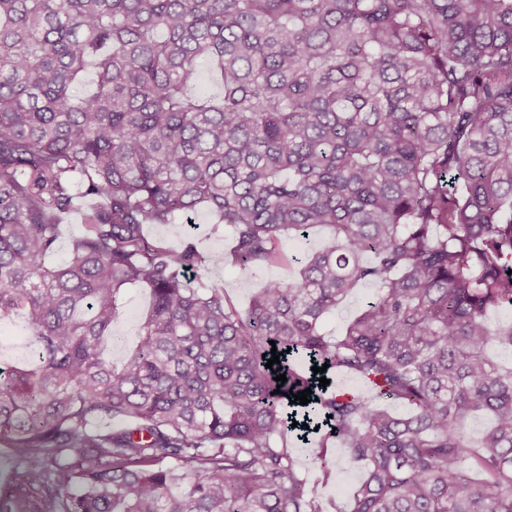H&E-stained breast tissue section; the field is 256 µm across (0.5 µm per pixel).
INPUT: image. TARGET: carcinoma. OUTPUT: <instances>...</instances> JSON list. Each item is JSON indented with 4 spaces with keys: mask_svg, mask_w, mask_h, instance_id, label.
Segmentation results:
<instances>
[{
    "mask_svg": "<svg viewBox=\"0 0 512 512\" xmlns=\"http://www.w3.org/2000/svg\"><path fill=\"white\" fill-rule=\"evenodd\" d=\"M200 208L230 229L218 257L146 232ZM315 227L245 310L187 284ZM510 270L512 0H0V320L37 357L0 370V512H322L288 448L306 424L364 466L336 512H512V368L487 354L512 350L487 324ZM132 286L152 304L117 368ZM336 373L368 392L319 386ZM93 201L89 198L79 196L77 199V209L67 215L61 226L56 251L49 257L50 263H57L67 258L72 239L82 232V213L92 205ZM328 237V231L316 228L304 237H291L285 242V251L289 258L320 248ZM376 293L375 288H359L351 298L347 299L333 314L325 321L324 329L328 336L336 338L343 332L344 325L350 315L364 302Z\"/></svg>",
    "mask_w": 512,
    "mask_h": 512,
    "instance_id": "1",
    "label": "carcinoma"
}]
</instances>
